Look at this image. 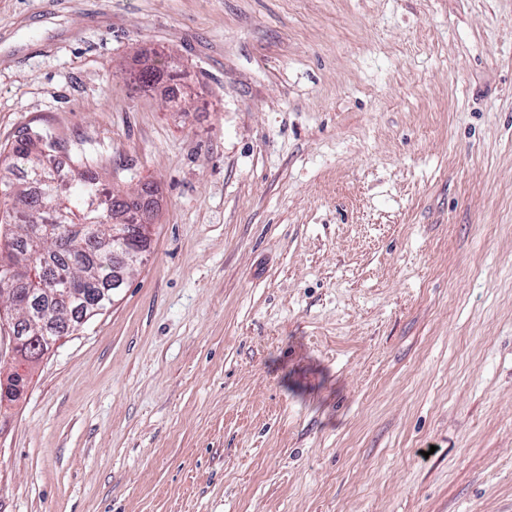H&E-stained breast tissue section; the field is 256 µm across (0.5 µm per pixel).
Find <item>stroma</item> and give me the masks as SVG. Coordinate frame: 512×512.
Segmentation results:
<instances>
[{"label": "stroma", "mask_w": 512, "mask_h": 512, "mask_svg": "<svg viewBox=\"0 0 512 512\" xmlns=\"http://www.w3.org/2000/svg\"><path fill=\"white\" fill-rule=\"evenodd\" d=\"M30 127L151 249L0 403V512H512V0H0Z\"/></svg>", "instance_id": "35a3bbf8"}]
</instances>
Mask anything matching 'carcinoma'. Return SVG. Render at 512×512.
<instances>
[{"label": "carcinoma", "mask_w": 512, "mask_h": 512, "mask_svg": "<svg viewBox=\"0 0 512 512\" xmlns=\"http://www.w3.org/2000/svg\"><path fill=\"white\" fill-rule=\"evenodd\" d=\"M59 143L47 129L26 133L0 150V199L9 208L0 217L7 232V248L0 247V289L15 290L7 299L20 313L23 305L40 299L43 310L59 322L80 318L93 310L104 291L112 290L114 257L112 225H128L132 243L141 237L137 218L126 214L138 204L118 200L101 187L98 160L87 154L71 164L56 162ZM47 168L54 184L35 180L34 170ZM37 224H63L62 240L35 238ZM29 340L20 346L28 360L43 348L36 332L22 327Z\"/></svg>", "instance_id": "cac0c4a2"}]
</instances>
